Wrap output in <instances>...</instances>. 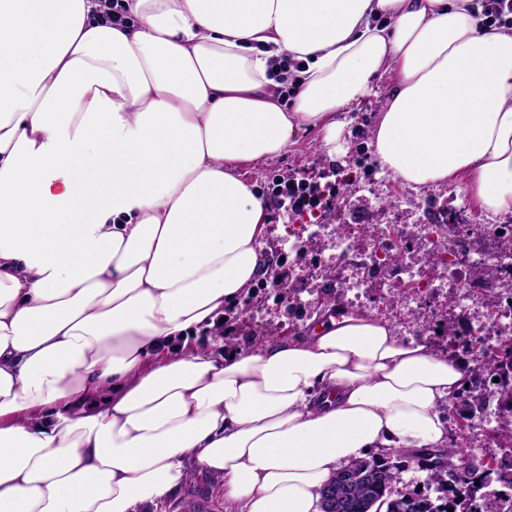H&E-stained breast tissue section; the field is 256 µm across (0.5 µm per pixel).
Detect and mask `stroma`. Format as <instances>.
I'll list each match as a JSON object with an SVG mask.
<instances>
[{
    "label": "stroma",
    "mask_w": 512,
    "mask_h": 512,
    "mask_svg": "<svg viewBox=\"0 0 512 512\" xmlns=\"http://www.w3.org/2000/svg\"><path fill=\"white\" fill-rule=\"evenodd\" d=\"M380 107L379 100L374 99L348 113L347 125L342 134L347 147L343 164L330 162L318 133L310 131L302 134L299 142L281 156L251 164L245 167L244 173L266 195L271 192L273 179L282 175L290 176L295 182L315 183L321 188L332 189L334 198L330 207L317 213L319 223L332 227L380 222L377 205L365 187L370 178L388 186L391 192L388 201L391 208L389 218L396 224L409 223L414 214L423 216L443 210L462 213L473 224H512V215L484 212L456 185L413 189L382 174L370 145L380 116ZM267 215L270 226L269 252L277 260V269L281 270L285 267L284 260L288 258L291 248L288 227L301 223L302 218L290 213L288 207L274 202L270 203ZM332 252L330 238L321 237L312 241L308 257L288 280L292 294L299 302L297 308L281 305L274 295L262 288H253L242 300L243 312H227L223 331L211 333L210 349L218 350V341L225 335L240 347H255L271 328L280 325L289 327L294 335L309 333L317 323L311 309L313 301L327 296L338 298L342 303L347 300L343 278L359 254L350 252L330 270L325 260ZM367 311L388 321L402 338L426 341L433 349L441 352L448 349L447 341L434 337L430 331L432 317L427 318L395 305L391 296L376 294L374 303L368 306ZM195 491L208 494L214 503L213 512H225L223 477L199 467L192 469L187 480L167 498L166 503L175 505L183 496Z\"/></svg>",
    "instance_id": "1"
}]
</instances>
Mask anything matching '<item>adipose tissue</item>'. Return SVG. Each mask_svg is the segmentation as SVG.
Wrapping results in <instances>:
<instances>
[{
  "mask_svg": "<svg viewBox=\"0 0 512 512\" xmlns=\"http://www.w3.org/2000/svg\"><path fill=\"white\" fill-rule=\"evenodd\" d=\"M123 5L0 0V512H136L193 465L231 512H321L340 466L444 447L465 369L384 319L182 344L269 273L242 168L310 130L345 155L376 94L383 173L512 215V25L475 0Z\"/></svg>",
  "mask_w": 512,
  "mask_h": 512,
  "instance_id": "obj_1",
  "label": "adipose tissue"
}]
</instances>
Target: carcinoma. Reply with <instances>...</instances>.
I'll list each match as a JSON object with an SVG mask.
<instances>
[{
  "label": "carcinoma",
  "instance_id": "carcinoma-1",
  "mask_svg": "<svg viewBox=\"0 0 512 512\" xmlns=\"http://www.w3.org/2000/svg\"><path fill=\"white\" fill-rule=\"evenodd\" d=\"M512 360V345L488 359L473 355L472 367L461 392L472 398L470 418L496 405L497 417L512 418V370H504L507 360ZM495 375L499 381L489 379ZM417 466L427 472L428 480L445 493L453 494L455 510L434 504L417 490L394 493L393 484L399 480L402 460L389 453H372L368 457L341 468L326 485L336 489V497L321 498L322 512H372L376 504L386 506V512H474L470 504L480 490L476 483L488 485L489 481H504L512 485V465L509 471L488 472L482 459L463 453L454 444L437 448L433 453L413 457Z\"/></svg>",
  "mask_w": 512,
  "mask_h": 512
}]
</instances>
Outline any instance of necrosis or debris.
<instances>
[{
  "instance_id": "necrosis-or-debris-1",
  "label": "necrosis or debris",
  "mask_w": 512,
  "mask_h": 512,
  "mask_svg": "<svg viewBox=\"0 0 512 512\" xmlns=\"http://www.w3.org/2000/svg\"><path fill=\"white\" fill-rule=\"evenodd\" d=\"M370 238V248L348 277L355 304H363L367 283L388 270L389 255L411 248L425 256L432 270L421 277L399 270L409 301L448 287L457 298L450 317L466 322L470 335L479 337L478 352L494 355L512 338L511 224L488 225L483 245L467 251L451 244L444 224H376Z\"/></svg>"
}]
</instances>
